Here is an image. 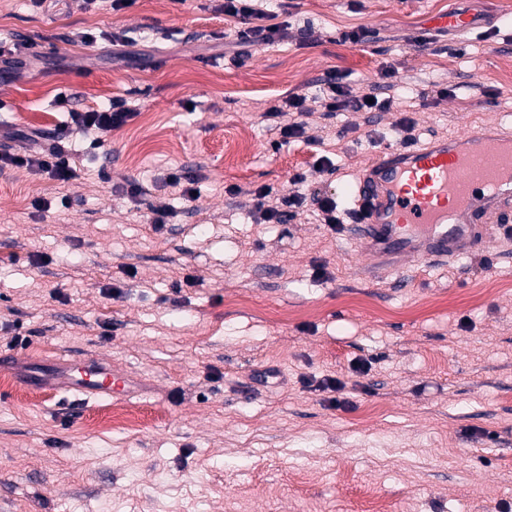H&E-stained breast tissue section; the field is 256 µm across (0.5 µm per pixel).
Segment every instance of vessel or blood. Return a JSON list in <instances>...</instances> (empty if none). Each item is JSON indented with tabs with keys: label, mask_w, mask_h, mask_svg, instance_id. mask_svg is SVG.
Returning <instances> with one entry per match:
<instances>
[{
	"label": "vessel or blood",
	"mask_w": 512,
	"mask_h": 512,
	"mask_svg": "<svg viewBox=\"0 0 512 512\" xmlns=\"http://www.w3.org/2000/svg\"><path fill=\"white\" fill-rule=\"evenodd\" d=\"M346 194L375 256L455 260L512 212V130H466L375 154ZM19 386L87 400L130 395L131 378L103 359L30 361Z\"/></svg>",
	"instance_id": "vessel-or-blood-1"
}]
</instances>
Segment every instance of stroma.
Returning <instances> with one entry per match:
<instances>
[{
    "label": "stroma",
    "instance_id": "1",
    "mask_svg": "<svg viewBox=\"0 0 512 512\" xmlns=\"http://www.w3.org/2000/svg\"><path fill=\"white\" fill-rule=\"evenodd\" d=\"M222 3L0 0V38L40 53L0 62V152L30 147L10 127L53 142L70 111L139 106L81 144L68 184L0 171V354L19 332L28 358L97 356L143 384L87 403L0 369V512H512V235L460 260L377 267L346 228L249 216L260 186L302 191L307 212L333 195L349 213L343 188L397 147L400 121L418 145L512 127V31L498 23L512 0H283L287 39L241 63ZM451 12L473 27L445 25ZM119 30L131 42L116 55ZM388 67L390 111L316 110L284 145L262 118L330 72L370 84ZM322 155L337 171H314ZM174 169L197 176L196 200L122 191ZM187 275L201 285L174 288ZM328 376L344 384L334 405L317 388ZM120 408L140 425L113 422Z\"/></svg>",
    "mask_w": 512,
    "mask_h": 512
}]
</instances>
